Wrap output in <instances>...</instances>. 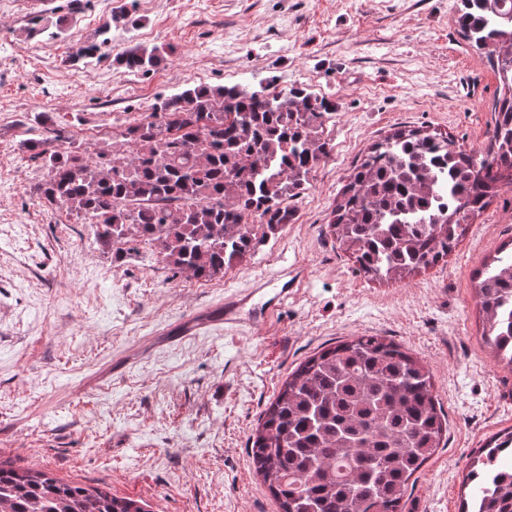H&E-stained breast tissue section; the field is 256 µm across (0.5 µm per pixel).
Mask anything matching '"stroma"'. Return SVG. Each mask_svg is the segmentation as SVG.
Segmentation results:
<instances>
[{
	"label": "stroma",
	"instance_id": "stroma-1",
	"mask_svg": "<svg viewBox=\"0 0 512 512\" xmlns=\"http://www.w3.org/2000/svg\"><path fill=\"white\" fill-rule=\"evenodd\" d=\"M457 0H0V462L143 502L148 512H278L249 437L308 356L362 335L428 365L448 434L404 512H459L481 448L512 429V368L485 344L472 274L512 243V188L437 265L398 282L360 272L327 224L352 167L401 125L479 149L498 96L454 26ZM66 8L58 38L34 18ZM95 52L76 57L78 43ZM169 47L149 73L111 56ZM205 84L335 101L329 158L289 200L293 219L246 262L201 284L152 248L122 261L96 227L44 199L26 144L39 116L86 154L112 121ZM284 288L259 326L169 331L225 292Z\"/></svg>",
	"mask_w": 512,
	"mask_h": 512
}]
</instances>
